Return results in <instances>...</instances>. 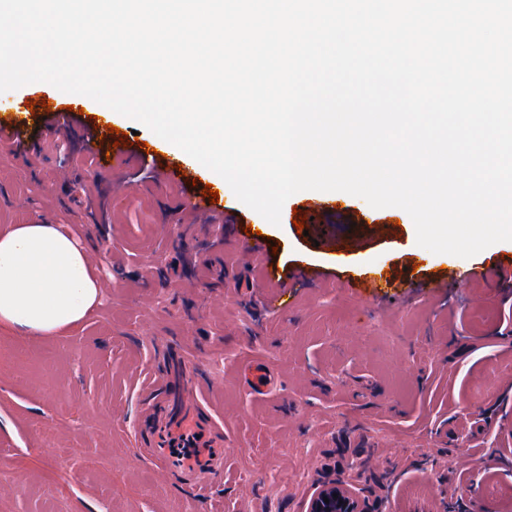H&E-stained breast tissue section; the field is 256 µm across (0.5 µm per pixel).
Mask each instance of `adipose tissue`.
I'll return each instance as SVG.
<instances>
[{
  "label": "adipose tissue",
  "instance_id": "adipose-tissue-1",
  "mask_svg": "<svg viewBox=\"0 0 512 512\" xmlns=\"http://www.w3.org/2000/svg\"><path fill=\"white\" fill-rule=\"evenodd\" d=\"M90 248L61 224L0 229V324L36 342L83 322L100 298Z\"/></svg>",
  "mask_w": 512,
  "mask_h": 512
}]
</instances>
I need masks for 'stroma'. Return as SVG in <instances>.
I'll list each match as a JSON object with an SVG mask.
<instances>
[{"mask_svg": "<svg viewBox=\"0 0 512 512\" xmlns=\"http://www.w3.org/2000/svg\"><path fill=\"white\" fill-rule=\"evenodd\" d=\"M48 95L85 113L99 104L35 82L0 93V107ZM31 120L22 147H0V228L68 224L92 244L102 281L96 310L67 334L32 343L0 327V512H302L323 477L355 486L371 512H512V287L462 271L512 261V241L463 259L416 243L411 216L372 208L342 191L295 193L345 209L364 241L343 279L389 283L397 298L363 287L297 289L288 315L264 313L263 266L214 251L217 224L178 210L205 185L242 224L263 222L217 174L175 145L166 157L184 180L166 188L152 163L117 159L98 139L83 149L69 133L45 136ZM280 267L330 266L310 237L268 225ZM447 273L449 288L414 292L407 281ZM182 348L203 376L199 400L224 428V472L192 493L135 440L141 387L164 365L161 346ZM264 363L278 377L252 393L241 369ZM502 481L478 487L485 470Z\"/></svg>", "mask_w": 512, "mask_h": 512, "instance_id": "35a3bbf8", "label": "stroma"}]
</instances>
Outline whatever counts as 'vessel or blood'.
<instances>
[{
	"instance_id": "1",
	"label": "vessel or blood",
	"mask_w": 512,
	"mask_h": 512,
	"mask_svg": "<svg viewBox=\"0 0 512 512\" xmlns=\"http://www.w3.org/2000/svg\"><path fill=\"white\" fill-rule=\"evenodd\" d=\"M24 101H17L13 111L0 118V145L16 142L20 133L27 131L31 115ZM45 129H66L87 140H96L105 134L109 121V108H100L96 118L86 119L77 111L52 103L39 108ZM305 211L314 218L323 220L326 230L317 234L320 249L334 254L336 263H343V256L336 253L333 231L347 228L350 220L344 210L325 205L315 200L306 205ZM225 250L247 251L254 260L263 264L264 279L270 292L263 300L267 311H284L290 308L294 289L310 287L330 279V271L299 266L281 269L268 262L269 240L267 235L256 231H245L243 225L226 219L223 226ZM202 377L194 371H176L165 368L155 376L153 388L146 404L154 415L152 425L142 434V440L150 454L157 458L163 469L172 475L186 479L191 489L202 488L214 476L224 471V434L209 422L204 414L187 401L188 395L198 391Z\"/></svg>"
}]
</instances>
